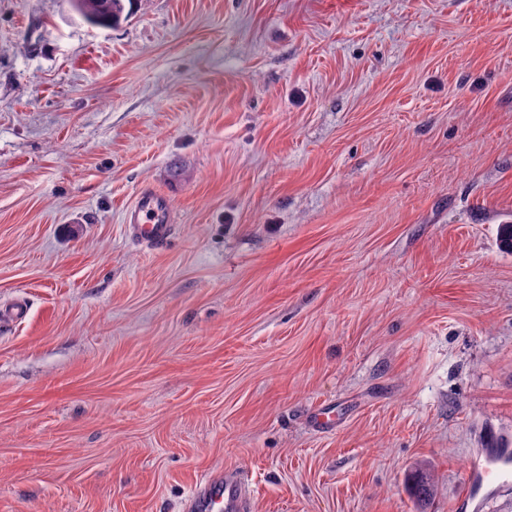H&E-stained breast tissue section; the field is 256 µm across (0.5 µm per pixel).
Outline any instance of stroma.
Instances as JSON below:
<instances>
[{
  "label": "stroma",
  "mask_w": 512,
  "mask_h": 512,
  "mask_svg": "<svg viewBox=\"0 0 512 512\" xmlns=\"http://www.w3.org/2000/svg\"><path fill=\"white\" fill-rule=\"evenodd\" d=\"M125 13L0 0V512H455L512 437V0ZM90 1H102L108 4V8L104 11L98 10V5ZM124 0H72L70 1L75 10L83 16L86 13H97V21L94 24L111 27L118 23L124 13L125 5ZM130 239L158 250L166 247L175 234L173 210L166 195L143 186L122 216ZM190 512H248L242 477L234 471L203 472L188 499ZM411 494L420 502L429 499L434 492V481L427 470H417L411 477Z\"/></svg>",
  "instance_id": "35a3bbf8"
}]
</instances>
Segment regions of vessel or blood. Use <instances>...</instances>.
Returning <instances> with one entry per match:
<instances>
[{
    "instance_id": "b4317fda",
    "label": "vessel or blood",
    "mask_w": 512,
    "mask_h": 512,
    "mask_svg": "<svg viewBox=\"0 0 512 512\" xmlns=\"http://www.w3.org/2000/svg\"><path fill=\"white\" fill-rule=\"evenodd\" d=\"M122 221L130 239L158 250L175 234L173 210L166 195L153 187H142L125 210ZM512 486V448H493L465 478V488L456 501L458 512H480L489 488ZM189 512H248L242 477L234 471L199 475L188 499Z\"/></svg>"
}]
</instances>
